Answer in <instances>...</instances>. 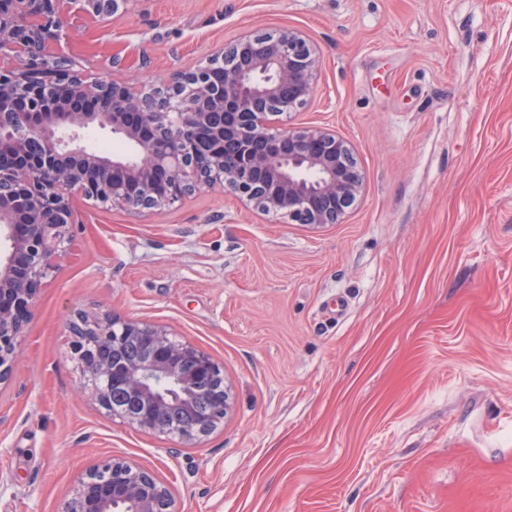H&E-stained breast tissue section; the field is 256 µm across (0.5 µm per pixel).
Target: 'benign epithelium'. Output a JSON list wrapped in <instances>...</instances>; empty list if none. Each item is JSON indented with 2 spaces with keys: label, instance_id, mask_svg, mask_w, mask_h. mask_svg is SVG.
I'll list each match as a JSON object with an SVG mask.
<instances>
[{
  "label": "benign epithelium",
  "instance_id": "benign-epithelium-1",
  "mask_svg": "<svg viewBox=\"0 0 512 512\" xmlns=\"http://www.w3.org/2000/svg\"><path fill=\"white\" fill-rule=\"evenodd\" d=\"M128 0H0V385L53 260L68 250L73 200L158 212L202 187L232 190L248 208L294 224H339L357 203L363 176L351 145L322 127L292 130L281 116L316 90L319 60L295 29L247 31L193 71L151 84L93 82L63 53L67 18L83 27L126 9ZM224 68L214 82V66ZM107 130L131 148L112 155L84 135ZM73 351L99 406L130 427L194 446L230 408L223 369L166 327L119 316L68 325ZM138 356L119 358L124 343ZM218 384L191 425L167 423L195 409L202 384ZM180 512L154 471L112 459L81 474L66 512Z\"/></svg>",
  "mask_w": 512,
  "mask_h": 512
}]
</instances>
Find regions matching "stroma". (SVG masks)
Instances as JSON below:
<instances>
[{"label":"stroma","instance_id":"obj_1","mask_svg":"<svg viewBox=\"0 0 512 512\" xmlns=\"http://www.w3.org/2000/svg\"><path fill=\"white\" fill-rule=\"evenodd\" d=\"M289 27L320 56L290 123L350 141L359 202L317 228L205 189L139 218L78 201L0 385V512H64L112 457L181 512H512V0H132L61 48L147 82ZM112 314L223 365L201 446L98 407L67 324Z\"/></svg>","mask_w":512,"mask_h":512}]
</instances>
